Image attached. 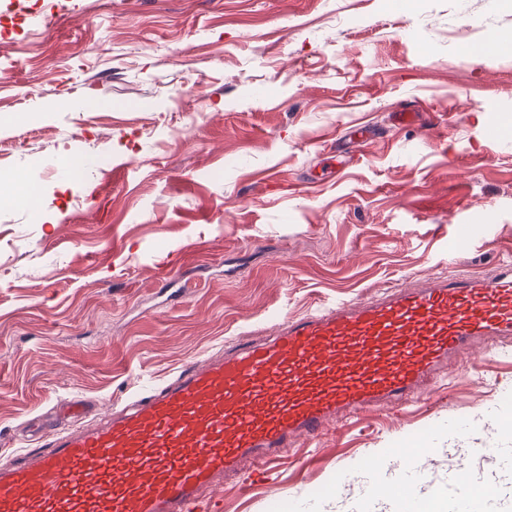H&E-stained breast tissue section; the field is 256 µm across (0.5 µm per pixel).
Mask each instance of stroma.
Segmentation results:
<instances>
[{
  "label": "stroma",
  "mask_w": 512,
  "mask_h": 512,
  "mask_svg": "<svg viewBox=\"0 0 512 512\" xmlns=\"http://www.w3.org/2000/svg\"><path fill=\"white\" fill-rule=\"evenodd\" d=\"M512 0H19L0 11V454L42 448L143 377L225 341L448 270L512 257ZM82 176L64 174V160ZM471 247L449 251L455 225ZM512 347L449 362L418 403L299 440L222 512H316L416 438V489L447 480L467 421L512 441Z\"/></svg>",
  "instance_id": "1"
}]
</instances>
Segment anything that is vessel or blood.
<instances>
[{
    "label": "vessel or blood",
    "mask_w": 512,
    "mask_h": 512,
    "mask_svg": "<svg viewBox=\"0 0 512 512\" xmlns=\"http://www.w3.org/2000/svg\"><path fill=\"white\" fill-rule=\"evenodd\" d=\"M512 343V262L486 275L431 274L413 284L273 318L46 448L0 456V512H216L225 474L269 469L300 439L372 407L420 399L474 344ZM480 437L448 473V512H471Z\"/></svg>",
    "instance_id": "vessel-or-blood-1"
}]
</instances>
